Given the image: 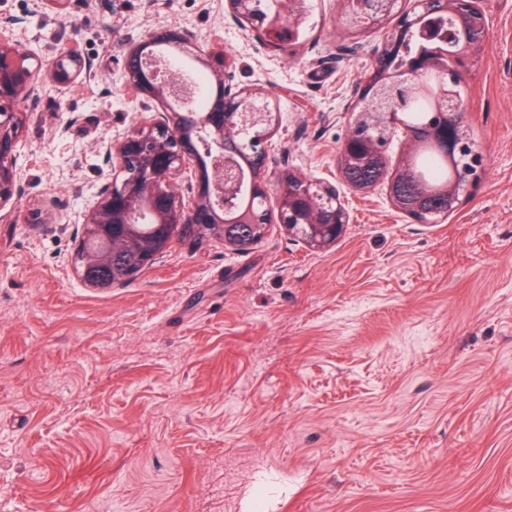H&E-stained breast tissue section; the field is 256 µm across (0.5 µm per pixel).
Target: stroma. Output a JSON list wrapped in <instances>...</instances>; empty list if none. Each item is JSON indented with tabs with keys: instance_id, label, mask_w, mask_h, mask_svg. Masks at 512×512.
<instances>
[{
	"instance_id": "stroma-1",
	"label": "stroma",
	"mask_w": 512,
	"mask_h": 512,
	"mask_svg": "<svg viewBox=\"0 0 512 512\" xmlns=\"http://www.w3.org/2000/svg\"><path fill=\"white\" fill-rule=\"evenodd\" d=\"M266 46L225 0H0L8 37L70 45L94 77L40 83L0 208V512H244L264 470L287 512H512V0L461 88L482 157L448 215L419 222L338 167L395 25L360 35L313 0ZM188 30L181 73L223 50L233 89L276 104L267 175L335 187L343 235L278 223L251 250L174 241L115 288L76 272L102 141L132 130L133 39Z\"/></svg>"
}]
</instances>
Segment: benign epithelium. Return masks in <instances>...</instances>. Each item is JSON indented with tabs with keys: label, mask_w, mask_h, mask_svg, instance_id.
Masks as SVG:
<instances>
[{
	"label": "benign epithelium",
	"mask_w": 512,
	"mask_h": 512,
	"mask_svg": "<svg viewBox=\"0 0 512 512\" xmlns=\"http://www.w3.org/2000/svg\"><path fill=\"white\" fill-rule=\"evenodd\" d=\"M378 2L376 11L355 23L356 32L375 28L402 13L403 0ZM227 3L231 16L252 24L261 41L271 47L280 48L299 36L304 14L301 0H274L273 14L262 24L254 19L256 0ZM193 42L194 35L187 30L159 28L144 33L127 51L126 84L153 100L155 109L125 136L101 142L100 151L108 170H100L101 184L84 215V230L94 234L80 244L82 258L77 266L78 275L92 287L121 286L170 250L174 237L158 244L146 241L137 234V224H156L160 228L212 224L213 231L222 236L229 225L248 223L249 209H242L231 200L240 171L224 160V141L247 136L246 146L251 155L258 159L260 167H265L276 107L249 91H225L224 69L231 61L222 53L214 56L210 66L215 95L207 97L205 108L195 107L196 87L154 54L159 46L186 52ZM489 44L485 24L475 22L463 30L462 46L451 57L463 66L470 47ZM444 57L446 53L435 49L426 60L419 56L411 59L400 78L383 73L372 84L369 97L377 101L378 111L368 114V120L376 125L402 124L399 110L408 102V89L422 90L429 71L447 70L442 64ZM83 72L90 73V65L71 46H63L45 58L0 38V207L14 196L15 150L23 124L21 105L34 95L39 75L55 84L69 85ZM463 114L459 104L448 106L445 126L429 132L431 145L450 165L464 152L473 159L480 158L474 144L462 135ZM204 138L213 146L208 175L197 188L190 184L183 188L177 178L189 165L198 163V150ZM272 190L280 200L282 224L291 233L301 230L308 247L323 250L344 232L348 219L343 206H337L338 213L330 221L323 218L322 197L326 191L318 183L289 177L273 181L261 171L250 184V192L257 191L265 197ZM186 191L192 197L185 198ZM124 252L142 257L139 268L116 269L118 254Z\"/></svg>",
	"instance_id": "1"
}]
</instances>
